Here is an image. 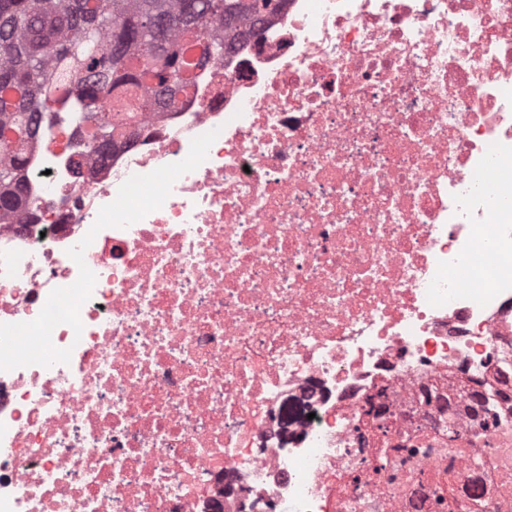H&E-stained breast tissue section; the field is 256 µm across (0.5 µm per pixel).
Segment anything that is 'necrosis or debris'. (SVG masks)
Here are the masks:
<instances>
[{
	"mask_svg": "<svg viewBox=\"0 0 512 512\" xmlns=\"http://www.w3.org/2000/svg\"><path fill=\"white\" fill-rule=\"evenodd\" d=\"M250 27L106 155L30 141L0 512H512V0Z\"/></svg>",
	"mask_w": 512,
	"mask_h": 512,
	"instance_id": "obj_1",
	"label": "necrosis or debris"
}]
</instances>
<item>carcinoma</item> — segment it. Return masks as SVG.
I'll return each mask as SVG.
<instances>
[{
	"instance_id": "obj_1",
	"label": "carcinoma",
	"mask_w": 512,
	"mask_h": 512,
	"mask_svg": "<svg viewBox=\"0 0 512 512\" xmlns=\"http://www.w3.org/2000/svg\"><path fill=\"white\" fill-rule=\"evenodd\" d=\"M230 14L262 17L274 0H229ZM264 16H259L260 9ZM224 0H0V138L18 135L0 159V221L32 210L24 147L52 112H79L105 154L112 137L141 109L187 80V44L207 41L224 57Z\"/></svg>"
}]
</instances>
